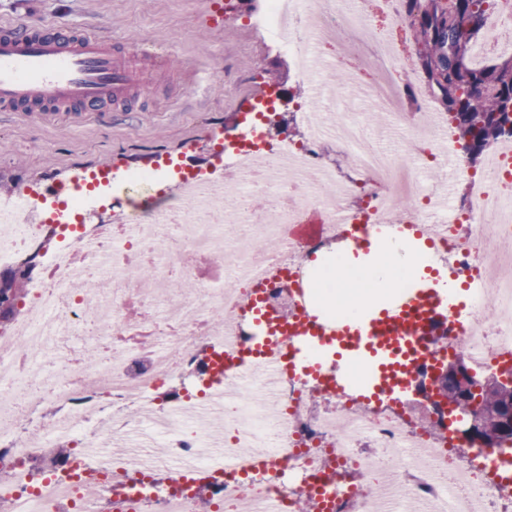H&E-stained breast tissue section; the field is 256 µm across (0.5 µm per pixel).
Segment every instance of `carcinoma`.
Masks as SVG:
<instances>
[{"label": "carcinoma", "instance_id": "carcinoma-1", "mask_svg": "<svg viewBox=\"0 0 512 512\" xmlns=\"http://www.w3.org/2000/svg\"><path fill=\"white\" fill-rule=\"evenodd\" d=\"M406 0L413 23L418 58L428 81L455 125L458 142L470 162L504 135H512V56L494 65L469 64L473 43L486 10L478 0ZM25 272L18 270L8 288H0V320H9Z\"/></svg>", "mask_w": 512, "mask_h": 512}]
</instances>
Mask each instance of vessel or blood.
<instances>
[{
    "label": "vessel or blood",
    "instance_id": "obj_1",
    "mask_svg": "<svg viewBox=\"0 0 512 512\" xmlns=\"http://www.w3.org/2000/svg\"><path fill=\"white\" fill-rule=\"evenodd\" d=\"M166 54L153 42H115L84 26L1 21L0 112L89 116L127 109L138 89L153 80V62ZM111 175L108 165L70 169L46 185L42 201L94 189ZM301 292L304 312L291 322L274 321L256 296L244 309V324L225 321L231 343H239L241 329L250 333L239 382L260 376L272 384L286 369L320 379L328 390L358 401L367 391L375 397L400 396L411 390L413 371L423 361L417 336L427 329L439 333L436 321L442 317L456 328L466 320L448 273L419 279L408 292L354 319L322 313L309 285ZM362 363L370 364L373 373L359 386L351 368Z\"/></svg>",
    "mask_w": 512,
    "mask_h": 512
}]
</instances>
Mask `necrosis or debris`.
Segmentation results:
<instances>
[{
  "instance_id": "1",
  "label": "necrosis or debris",
  "mask_w": 512,
  "mask_h": 512,
  "mask_svg": "<svg viewBox=\"0 0 512 512\" xmlns=\"http://www.w3.org/2000/svg\"><path fill=\"white\" fill-rule=\"evenodd\" d=\"M253 25L288 55L302 86L315 79V41L338 38L362 66L374 111L389 114L395 145L371 143L358 114L323 112L308 96L293 114L299 143L270 145L264 112L225 136L223 178L244 185L232 201L222 178L184 180L151 207L73 225L33 223L24 201L0 199V270L28 260L36 269L10 331H0V470L10 475L0 502L8 512H200L204 504L243 512L274 499L281 512H302L301 478L319 488L336 483L328 512H512L497 483L460 453L445 412H422L406 398L359 404L289 373L274 392L257 380L250 396L219 395V383L236 375L223 316L243 308L262 282L271 317L293 319L295 283L309 277L303 261L341 238L340 212L351 224L398 214L437 232L438 265L464 279L484 272L467 309L470 334L435 342L436 359L466 345L477 375L482 357L512 350V276L496 271L512 258V139L489 147L476 173L464 153L448 158L447 113L420 76L395 83L403 57L389 48L392 30L376 32L362 0H264ZM328 143L354 154L351 176L320 164ZM447 166L466 182L469 203L443 215L422 175ZM401 196L408 207L400 212ZM310 222L322 225L320 236H292L293 225ZM49 238L58 239L55 250H45ZM77 264L107 290L70 288ZM182 279L193 290L173 296ZM73 336L91 337L93 358L69 347ZM33 386L55 408L47 420L38 418L39 402H19ZM39 426L45 436L36 442L28 431ZM215 437L237 449L238 460L203 501L184 465L208 468ZM52 448L61 456L49 457ZM39 457L46 466L37 474L31 463ZM349 472L359 484L344 483Z\"/></svg>"
}]
</instances>
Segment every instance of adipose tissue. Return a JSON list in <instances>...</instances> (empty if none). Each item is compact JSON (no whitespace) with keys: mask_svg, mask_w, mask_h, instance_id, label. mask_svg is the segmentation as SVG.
<instances>
[{"mask_svg":"<svg viewBox=\"0 0 512 512\" xmlns=\"http://www.w3.org/2000/svg\"><path fill=\"white\" fill-rule=\"evenodd\" d=\"M426 262L420 252L404 241H393L366 256L352 251L339 253L314 284L327 311L354 318L367 307L379 304L414 279Z\"/></svg>","mask_w":512,"mask_h":512,"instance_id":"ef3b65f1","label":"adipose tissue"}]
</instances>
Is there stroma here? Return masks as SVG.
<instances>
[{"label": "stroma", "instance_id": "1", "mask_svg": "<svg viewBox=\"0 0 512 512\" xmlns=\"http://www.w3.org/2000/svg\"><path fill=\"white\" fill-rule=\"evenodd\" d=\"M221 2L224 28L211 31L210 0H0V20L92 26L112 38L161 43L171 54L168 73L140 97V111L52 124L0 112V185H42L69 168L107 162L121 176L153 168L165 155L206 167L265 92L269 72L279 74L284 93L273 134L300 141L291 61L247 26L263 0Z\"/></svg>", "mask_w": 512, "mask_h": 512}]
</instances>
